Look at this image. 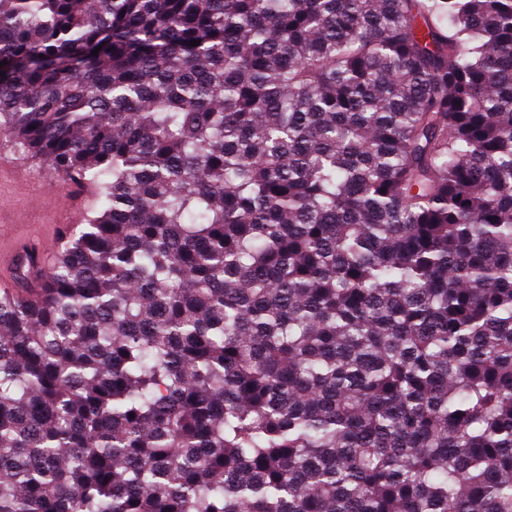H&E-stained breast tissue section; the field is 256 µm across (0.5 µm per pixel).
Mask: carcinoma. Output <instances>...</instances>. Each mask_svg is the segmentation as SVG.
<instances>
[{
    "instance_id": "carcinoma-1",
    "label": "carcinoma",
    "mask_w": 512,
    "mask_h": 512,
    "mask_svg": "<svg viewBox=\"0 0 512 512\" xmlns=\"http://www.w3.org/2000/svg\"><path fill=\"white\" fill-rule=\"evenodd\" d=\"M3 61L100 206L0 291V512H512V0H0Z\"/></svg>"
}]
</instances>
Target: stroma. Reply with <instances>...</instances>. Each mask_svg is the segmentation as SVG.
I'll list each match as a JSON object with an SVG mask.
<instances>
[{
    "mask_svg": "<svg viewBox=\"0 0 512 512\" xmlns=\"http://www.w3.org/2000/svg\"><path fill=\"white\" fill-rule=\"evenodd\" d=\"M23 173L19 181L0 183V278H14L23 244L32 238L52 244L65 228L84 223L94 202L75 209L70 200L58 201L60 191L76 193V186H60L46 163L33 160L12 143L0 140V165Z\"/></svg>",
    "mask_w": 512,
    "mask_h": 512,
    "instance_id": "stroma-1",
    "label": "stroma"
}]
</instances>
